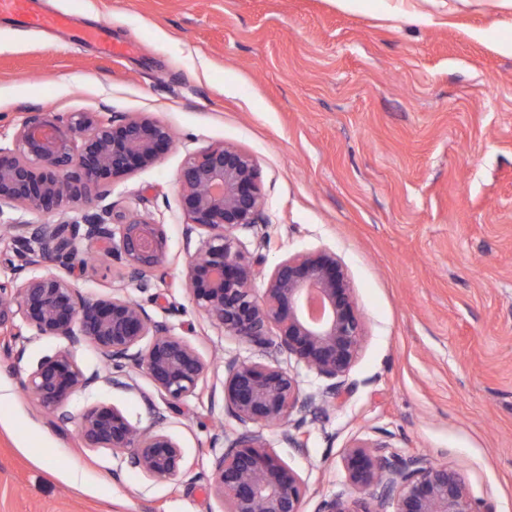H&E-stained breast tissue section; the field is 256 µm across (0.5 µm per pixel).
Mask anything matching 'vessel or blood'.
I'll return each instance as SVG.
<instances>
[{"label": "vessel or blood", "instance_id": "1", "mask_svg": "<svg viewBox=\"0 0 512 512\" xmlns=\"http://www.w3.org/2000/svg\"><path fill=\"white\" fill-rule=\"evenodd\" d=\"M8 18L21 30L64 31L78 43L93 44L99 55L119 56L124 46L113 43L106 25L89 28L74 27V17L65 12L44 9L43 0H0V17Z\"/></svg>", "mask_w": 512, "mask_h": 512}]
</instances>
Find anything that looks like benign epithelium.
<instances>
[{
    "label": "benign epithelium",
    "instance_id": "1",
    "mask_svg": "<svg viewBox=\"0 0 512 512\" xmlns=\"http://www.w3.org/2000/svg\"><path fill=\"white\" fill-rule=\"evenodd\" d=\"M174 146L171 130L145 115L29 112L11 142L0 144V223L11 231L14 277L0 283V331L53 338L58 348L27 370L24 389L56 413L100 381L77 362L91 346L113 369L107 381L131 388L145 374L172 411L196 394L210 364L186 338L114 289L90 299L71 280L81 248L119 262L121 277L142 290L168 258L165 225L105 203L115 181L155 166ZM187 218L186 285L195 307L229 336L272 348L322 379L304 394L278 362L224 363V410L242 427L212 469L226 512H304L306 487L254 428L294 422L301 429L315 402L348 394L346 376L364 341L348 272L329 250L296 255L265 271L238 233L261 221L256 160L224 144L187 156L179 173ZM21 212L76 220L30 222ZM58 268L52 271L49 266ZM263 293L257 294L256 283ZM86 448H107L156 480L183 471L185 457L165 431L133 424L118 406L97 403L80 418ZM357 496L323 500L317 512H491L446 465L388 455L382 443L356 441L343 457Z\"/></svg>",
    "mask_w": 512,
    "mask_h": 512
}]
</instances>
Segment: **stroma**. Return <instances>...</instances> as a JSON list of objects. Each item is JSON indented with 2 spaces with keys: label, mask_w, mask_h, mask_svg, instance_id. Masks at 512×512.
Listing matches in <instances>:
<instances>
[{
  "label": "stroma",
  "mask_w": 512,
  "mask_h": 512,
  "mask_svg": "<svg viewBox=\"0 0 512 512\" xmlns=\"http://www.w3.org/2000/svg\"><path fill=\"white\" fill-rule=\"evenodd\" d=\"M110 26L132 54L26 35L0 22V138L28 110L145 113L174 148L114 185L115 208L166 226L169 256L149 290L124 286L211 361L180 411L136 374L99 382L66 417L21 386L53 339L0 338V512H224L210 477L238 423L224 410V363L267 360L225 335L185 287L178 175L189 153L221 143L258 163L263 219L244 234L266 268L328 249L345 265L365 340L349 394L319 406L289 447L268 446L304 482V512L350 495L356 441L453 469L471 495L512 512V5L503 0H46ZM74 281L94 298L118 270L87 252ZM23 360H16V350ZM111 403L162 428L186 467L154 480L105 448L83 447L79 416Z\"/></svg>",
  "instance_id": "35a3bbf8"
}]
</instances>
